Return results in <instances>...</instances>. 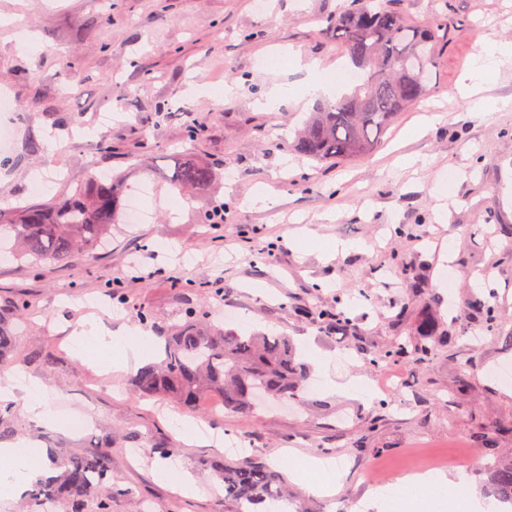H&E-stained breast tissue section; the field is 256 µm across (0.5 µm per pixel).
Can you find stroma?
Instances as JSON below:
<instances>
[{"label":"stroma","mask_w":512,"mask_h":512,"mask_svg":"<svg viewBox=\"0 0 512 512\" xmlns=\"http://www.w3.org/2000/svg\"><path fill=\"white\" fill-rule=\"evenodd\" d=\"M406 3L415 23L448 13L460 26L428 67L429 94L368 157L320 164L298 156L288 133L306 116L301 106L261 111L255 101L336 75L346 56L326 20L348 0H0V99L16 109L0 149V215L120 172L128 198L144 203L141 222L113 225L111 242L77 262L0 260V303L24 308L12 367L39 381L58 419L37 425L15 406L13 436L58 456L106 453L113 481L129 490L113 512L147 503L153 512H235L206 466L228 439L284 471L316 512H377L375 484L418 467L463 474L464 494L484 500L482 466L512 456V383L495 375L512 365V110L496 107L512 99V57L486 80L488 114L471 112L459 89L488 42L512 41V0ZM290 49L300 60L267 67ZM64 57L70 70L59 66ZM225 84L232 93L214 94ZM196 124L203 132L188 142ZM187 142L219 175L202 201L169 183ZM403 154L423 166H396ZM139 160L152 163L151 177L135 169ZM261 184L274 197L267 208L252 201ZM219 205L223 223H204ZM336 243L341 251L324 255ZM216 280L223 295L209 287ZM478 283L499 313L492 333L469 305ZM198 304L224 327L289 336L310 371L306 403L188 412L204 427L189 443L178 409L132 395L137 364L105 376L73 355L84 319L112 332L140 326L148 311L170 327ZM335 307L352 320L348 335L316 318ZM428 313L453 345L373 364ZM73 415L91 429L60 428ZM161 443L178 454L154 456ZM312 457L334 464L332 494L311 493L301 477ZM161 465L188 471L193 491L159 480Z\"/></svg>","instance_id":"stroma-1"}]
</instances>
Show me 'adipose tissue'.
<instances>
[{
  "label": "adipose tissue",
  "instance_id": "1",
  "mask_svg": "<svg viewBox=\"0 0 512 512\" xmlns=\"http://www.w3.org/2000/svg\"><path fill=\"white\" fill-rule=\"evenodd\" d=\"M504 57H512V43H489L481 56L461 79L462 90L470 100L472 111L484 112L485 101L477 95L484 72ZM77 358H92L100 367L115 372L128 368L130 359L150 361L156 355L158 340L148 331L135 328L115 333L103 332L96 324L85 325L76 336ZM22 400L24 410L33 421L48 422L54 415L40 395L38 384L23 375L0 372V400ZM54 470L45 449L17 441L0 445V496L17 498L31 483L50 479Z\"/></svg>",
  "mask_w": 512,
  "mask_h": 512
}]
</instances>
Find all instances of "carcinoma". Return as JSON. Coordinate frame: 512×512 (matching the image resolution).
I'll list each match as a JSON object with an SVG mask.
<instances>
[{
	"instance_id": "cac0c4a2",
	"label": "carcinoma",
	"mask_w": 512,
	"mask_h": 512,
	"mask_svg": "<svg viewBox=\"0 0 512 512\" xmlns=\"http://www.w3.org/2000/svg\"><path fill=\"white\" fill-rule=\"evenodd\" d=\"M326 30L344 47L359 80L350 92L326 101L303 120L295 147L318 162L354 161L369 155L398 117L427 96L426 66L452 40L456 25L450 16L415 25L391 0H351L328 19ZM215 178L213 168L187 148L171 183L182 192L205 191ZM125 191L122 176H95L70 196L20 207L10 223L0 224V234L6 229L13 233L14 249L22 257L72 263L111 235L124 210ZM472 306L481 312L484 328L496 326L498 313L490 297L476 293ZM317 319L338 333L351 326L338 308L319 311ZM15 339L12 322L0 311V367L9 366ZM427 352L426 344L405 340L376 354L373 362L395 355L414 359ZM305 379L306 368L288 337L217 325L197 305L168 331L159 358L140 367L130 385L140 398L163 397L181 409L194 410L210 398L225 411L239 413L270 398L304 400ZM56 465L59 474L35 484L30 495L61 504L63 512H112V504L128 493L112 482L111 461L96 450L65 456ZM208 465L224 478V501L237 504L238 512H274L288 502L283 475L252 455ZM487 484L496 501L512 505V462L493 466Z\"/></svg>"
}]
</instances>
